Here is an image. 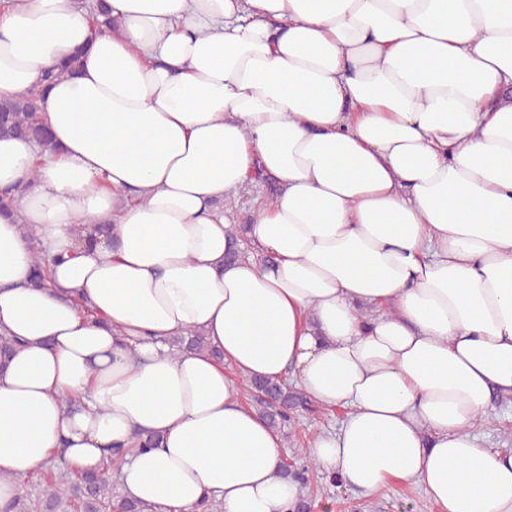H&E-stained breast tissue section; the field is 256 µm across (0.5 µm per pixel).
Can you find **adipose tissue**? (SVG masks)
Listing matches in <instances>:
<instances>
[{
    "label": "adipose tissue",
    "instance_id": "adipose-tissue-1",
    "mask_svg": "<svg viewBox=\"0 0 512 512\" xmlns=\"http://www.w3.org/2000/svg\"><path fill=\"white\" fill-rule=\"evenodd\" d=\"M75 0L0 9V97L68 53L42 104L56 151L0 139V507L66 448L126 455L150 512H293L279 433L239 379L291 375L343 409L316 465L362 493L423 487L443 512H512V456L474 430L512 397V0ZM279 187L228 263L226 199ZM113 224L76 246L75 231ZM32 228L71 250L27 285ZM203 333L208 350L173 340ZM35 186V179L20 183L16 186L5 188L0 192V215L18 216L17 202L18 198L26 192L32 190Z\"/></svg>",
    "mask_w": 512,
    "mask_h": 512
}]
</instances>
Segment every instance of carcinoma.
<instances>
[{"label":"carcinoma","instance_id":"carcinoma-1","mask_svg":"<svg viewBox=\"0 0 512 512\" xmlns=\"http://www.w3.org/2000/svg\"><path fill=\"white\" fill-rule=\"evenodd\" d=\"M92 23L99 32H110L115 26L104 0H99L97 11L91 14ZM80 54L74 53L64 58L61 65L44 72L39 83L17 98L0 99V137L16 136L34 141L47 149L54 148L49 137V126L42 114V99L56 79L76 70ZM35 180L20 183L0 191V215H17L18 198L32 190ZM33 251V273L30 285L45 288L48 283V270L55 258L43 254L36 233L21 225ZM245 225L234 224L230 229L233 249L225 259L237 260L249 257V250L239 248L244 241ZM182 350L203 351L208 349L204 336L192 332L176 340ZM20 347V342L12 337L0 335V370L4 369L11 356ZM241 387L244 394L255 404L257 413L274 429L290 426L297 416L314 410L313 402L304 393L290 387L283 380L245 379ZM123 455L118 450L110 452V457L99 473L82 474L59 463L49 464V474L38 485L34 493L20 494L12 506V512H144L136 502L127 500L118 491V472ZM315 469L312 461L303 460L294 465H285L282 474L300 485L309 486L310 473Z\"/></svg>","mask_w":512,"mask_h":512}]
</instances>
